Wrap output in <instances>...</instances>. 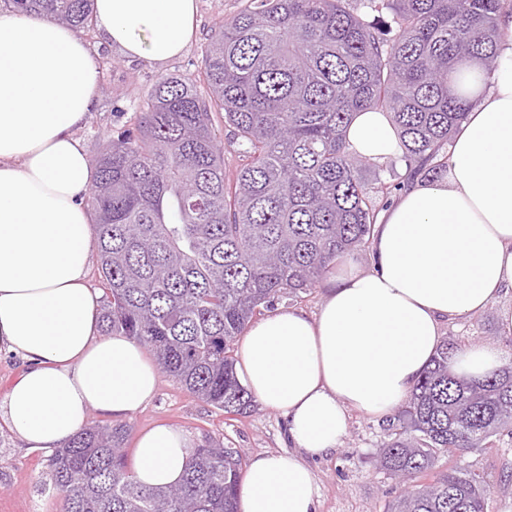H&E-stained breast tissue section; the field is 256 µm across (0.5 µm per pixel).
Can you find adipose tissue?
<instances>
[{"instance_id": "adipose-tissue-1", "label": "adipose tissue", "mask_w": 512, "mask_h": 512, "mask_svg": "<svg viewBox=\"0 0 512 512\" xmlns=\"http://www.w3.org/2000/svg\"><path fill=\"white\" fill-rule=\"evenodd\" d=\"M102 43L125 59L164 66L197 29L196 0H95ZM497 69L479 62L471 106L448 171L416 181L381 213L369 266L354 256L329 270L316 316L280 307L241 338L238 378L280 412L291 452L259 454L240 483L239 512H316L307 464L337 448L347 413L383 419L399 407L443 340L444 323L481 314L512 292V12H504ZM92 44L70 27L0 11V349L27 369L0 397V417L29 449L60 447L91 414L124 420L156 392L143 345L102 333L101 295L87 284L93 169L79 135L97 105ZM351 150L383 163L403 147L389 113L357 114ZM503 363L493 343L454 357L481 377ZM193 446L181 429L138 433V482L180 483Z\"/></svg>"}]
</instances>
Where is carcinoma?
I'll return each instance as SVG.
<instances>
[{"instance_id": "carcinoma-1", "label": "carcinoma", "mask_w": 512, "mask_h": 512, "mask_svg": "<svg viewBox=\"0 0 512 512\" xmlns=\"http://www.w3.org/2000/svg\"><path fill=\"white\" fill-rule=\"evenodd\" d=\"M15 11L82 35L92 0H5ZM506 0H257L222 21L195 77L160 75L132 127L96 156L87 203L105 296L104 332L143 344L196 398L246 415L234 373L237 338L277 296L316 286L374 231L378 172L346 140L354 113L378 109L399 127L407 167L447 172L443 152L469 101L451 93L461 66L496 68ZM365 12H359V8ZM387 13L378 30L369 14ZM224 113L240 164L224 171L212 124ZM443 343L376 450L412 485L389 512H486L477 475L440 462L512 434V363L467 382ZM125 424L95 425L52 450L47 467L63 512H236L242 455L217 438L191 451L181 482L139 484Z\"/></svg>"}]
</instances>
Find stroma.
Returning <instances> with one entry per match:
<instances>
[{
    "instance_id": "1",
    "label": "stroma",
    "mask_w": 512,
    "mask_h": 512,
    "mask_svg": "<svg viewBox=\"0 0 512 512\" xmlns=\"http://www.w3.org/2000/svg\"><path fill=\"white\" fill-rule=\"evenodd\" d=\"M250 0H197L198 29L186 52L157 68L143 60H119L106 70L97 106L80 135L89 157L117 132L127 128L130 103L161 74L182 76L197 72L202 51L217 23L246 9ZM512 308V295L492 303L479 316L452 321L444 327L448 342L465 348L493 342L505 360H512V335L502 333L500 316ZM157 423L185 431L195 442L212 436L239 449L244 458L288 450L285 420L261 406L245 416H228L195 398L167 374H160L154 398L127 421L130 434ZM388 434V424L350 412L347 432L336 452L309 458L316 477L318 512H386L405 488L398 478L376 465L375 451ZM47 452L29 451L0 421V512H63V503L50 488ZM447 465L475 472L490 490L488 512H512V436L501 435L494 447L452 452Z\"/></svg>"
}]
</instances>
